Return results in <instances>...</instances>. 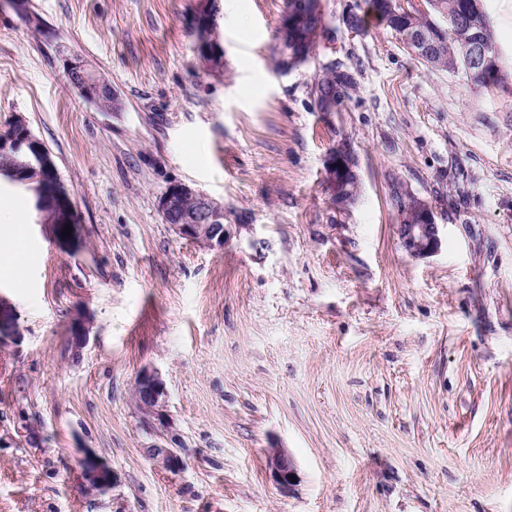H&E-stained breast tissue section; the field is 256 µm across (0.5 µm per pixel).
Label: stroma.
Instances as JSON below:
<instances>
[{"label": "stroma", "mask_w": 512, "mask_h": 512, "mask_svg": "<svg viewBox=\"0 0 512 512\" xmlns=\"http://www.w3.org/2000/svg\"><path fill=\"white\" fill-rule=\"evenodd\" d=\"M354 2L323 0L326 40L282 75L285 0H215L218 67L202 0H29L37 30L0 0V134L25 118L78 215L60 239L0 181L30 242L21 278L0 274V512H512V0H483L502 80L481 92L383 26L350 37ZM76 56L117 108L73 89ZM332 60L357 89L320 112ZM342 143L359 193L340 208L323 167ZM395 181L432 204L437 254L401 247ZM174 182L223 203L224 248L163 222ZM146 369L176 472L145 454ZM88 451L109 489L86 488ZM138 389L137 406L145 421L150 422L151 428L158 426L165 431L167 422L164 415V407L167 397L165 383L160 373L156 370H143L136 382ZM268 462L275 482L283 490H290L297 482V470L287 449L273 448L268 452ZM295 476L296 482H291Z\"/></svg>", "instance_id": "stroma-1"}]
</instances>
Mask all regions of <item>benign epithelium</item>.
Returning <instances> with one entry per match:
<instances>
[{
    "label": "benign epithelium",
    "mask_w": 512,
    "mask_h": 512,
    "mask_svg": "<svg viewBox=\"0 0 512 512\" xmlns=\"http://www.w3.org/2000/svg\"><path fill=\"white\" fill-rule=\"evenodd\" d=\"M391 10L395 19L404 18L401 34L397 39L413 56L423 58L432 52L438 37L453 29L462 40L467 54L466 70L481 72L490 70L494 82L501 80L497 63L498 51L490 48L483 40L486 15L481 0H469L463 12L445 11L432 0H393ZM201 14L207 19L206 38L210 45L211 64H220L217 24L206 10ZM293 36V47L284 52L281 72L286 74L301 66L306 59L300 46L316 42L322 35L320 28L309 24V17L303 12L287 14L280 35ZM69 83L85 99L98 105L108 101L117 102L112 84L78 58L66 64ZM13 135L0 139V153L22 145L30 148L24 168L30 178L24 181L27 189L49 201L53 216L50 227L62 233L68 225L78 222L70 194L61 183L50 151L30 131L25 119L18 116L12 122ZM356 176L353 162L341 150H330L324 161V180L332 191L333 201L338 206L352 203L348 195V183ZM158 210L165 222L179 237L207 248H222L230 237L224 224V205L190 186L175 183L165 190L158 200ZM402 247L413 258L432 256L441 248L442 229L437 224L432 205L413 193L402 199L399 224L396 227ZM138 389L137 406L150 427H167L164 407L167 397L165 383L156 370L142 371L136 382ZM146 455L158 466L169 471L183 467L180 454V440L166 436L161 443H154L145 449ZM268 462L275 482L283 490H289L295 483L291 477L297 475L292 457L285 448H272ZM84 479L92 490H104L115 484L114 472L95 454L87 452L82 460Z\"/></svg>",
    "instance_id": "benign-epithelium-1"
}]
</instances>
